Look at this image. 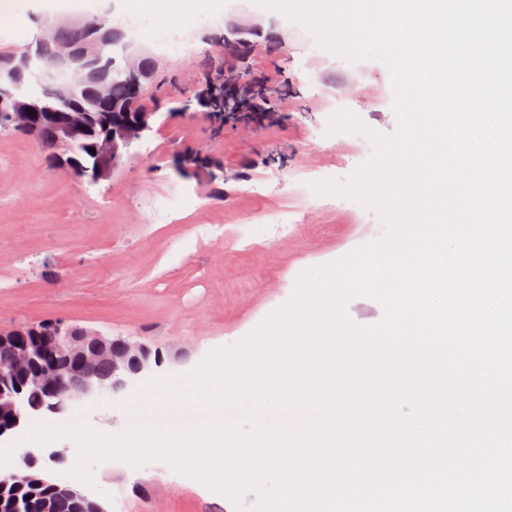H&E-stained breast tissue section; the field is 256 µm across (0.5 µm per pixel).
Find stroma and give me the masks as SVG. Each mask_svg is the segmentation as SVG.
<instances>
[{
    "instance_id": "1",
    "label": "stroma",
    "mask_w": 512,
    "mask_h": 512,
    "mask_svg": "<svg viewBox=\"0 0 512 512\" xmlns=\"http://www.w3.org/2000/svg\"><path fill=\"white\" fill-rule=\"evenodd\" d=\"M28 24L0 22V52L23 51L49 21L39 0H15ZM247 28L257 51L229 55L247 80H272L283 94L273 103L280 119L245 130L184 111L201 81L204 58L224 52L232 29ZM154 51L148 111L159 119L112 178L97 183L51 169L28 135L0 132V330L63 320L107 336L147 339L164 362L159 377H183L214 349L248 335L292 296L305 270L336 261L382 234L378 217L358 202L334 195L298 196L325 178L346 181L372 153L360 134L327 131L329 118L347 109L369 128L392 134L397 119L387 66L376 59L347 61L321 47L303 26L262 11L254 0H224L220 18L197 16L192 25L161 31ZM219 160L224 178L182 175L173 152ZM183 190L172 218L151 200ZM289 210L293 234L278 237L253 214ZM249 220L259 248L195 243V224L232 226ZM180 363H171L174 352ZM147 379L120 395L78 404L93 429L114 434L132 423L124 402L146 393ZM70 440L24 442L34 471L70 483ZM93 486L81 491L105 512H251L258 496L239 502L212 495L198 480L162 461L135 467L93 464Z\"/></svg>"
}]
</instances>
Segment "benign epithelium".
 <instances>
[{"mask_svg":"<svg viewBox=\"0 0 512 512\" xmlns=\"http://www.w3.org/2000/svg\"><path fill=\"white\" fill-rule=\"evenodd\" d=\"M78 29L77 41L61 40L62 29ZM102 25L80 17H63L51 22L19 55L0 56V122L20 132L34 130L41 116L59 117L62 141L69 144L89 130L91 112L109 96V85L102 82L91 94L83 93V62L94 61L107 68L115 66L142 97L150 89L151 72L142 66L149 51L136 43L120 22L114 25L116 37L100 34ZM55 43V54L46 59L40 47ZM25 70L37 88L35 93L20 91L13 83L15 70ZM153 112H122L112 116V126L96 140V163L85 168L70 157L58 160L64 174L92 182L117 173L130 157L133 144L152 130ZM21 328L0 333V437L20 430L45 413L61 414L76 402H86L102 392L118 394L136 379L151 373L163 363L159 352L146 342L110 338L93 330L62 320L50 325L51 347L20 338ZM100 362L112 366V380L95 373ZM32 387L43 394L40 406L30 408L23 390Z\"/></svg>","mask_w":512,"mask_h":512,"instance_id":"obj_1","label":"benign epithelium"}]
</instances>
